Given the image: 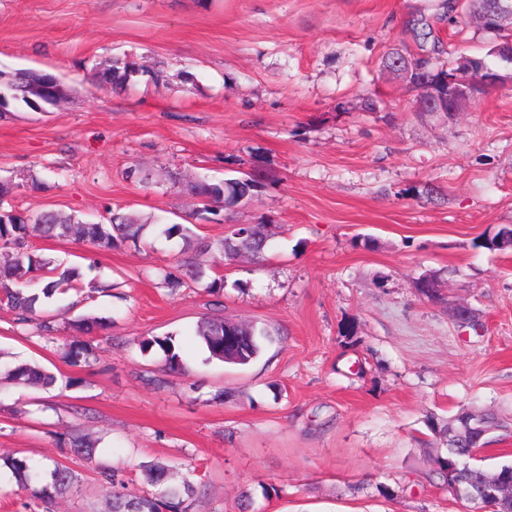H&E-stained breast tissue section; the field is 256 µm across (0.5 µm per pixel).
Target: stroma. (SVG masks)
<instances>
[{
	"label": "stroma",
	"mask_w": 512,
	"mask_h": 512,
	"mask_svg": "<svg viewBox=\"0 0 512 512\" xmlns=\"http://www.w3.org/2000/svg\"><path fill=\"white\" fill-rule=\"evenodd\" d=\"M438 0H0V70L46 71L59 107L0 112V179L33 175L16 211L104 222L107 209L162 215L199 238L262 224L273 246L224 264L215 253L153 236L99 252L33 236V250L92 265L117 284L55 312L58 344L0 309V351L57 377L48 391L0 384V456L58 461L80 484L52 503L42 482L18 490L0 472V512H109L98 463L145 489L144 464L164 460L171 483L192 480L193 512H466L432 461L428 418L489 409L512 423V250L486 243L512 225V64L493 33L434 25L448 63L485 59L498 84L453 115L417 108L419 94L383 69L387 52H416L413 28ZM127 56L141 72L123 89L94 70ZM375 111H366V99ZM268 176L253 198L194 212L200 174ZM202 263L224 288L176 293L153 268ZM443 301L418 294L423 274ZM471 307L479 330L449 306ZM104 327L69 329L70 319ZM205 318L268 330L247 365L208 360L191 334ZM172 336L185 369L163 368L142 337ZM88 346L89 362L63 359ZM98 439L71 454L72 431ZM275 493L264 496L265 488Z\"/></svg>",
	"instance_id": "1"
}]
</instances>
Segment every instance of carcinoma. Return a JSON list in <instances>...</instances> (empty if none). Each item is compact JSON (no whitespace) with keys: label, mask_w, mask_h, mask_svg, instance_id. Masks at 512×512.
I'll return each mask as SVG.
<instances>
[{"label":"carcinoma","mask_w":512,"mask_h":512,"mask_svg":"<svg viewBox=\"0 0 512 512\" xmlns=\"http://www.w3.org/2000/svg\"><path fill=\"white\" fill-rule=\"evenodd\" d=\"M418 67V85L434 84L443 76H453L455 68H446L442 63L433 61L431 56L412 54ZM141 71L136 64L117 60L104 68L101 77L111 84L122 86ZM31 70H19L7 76L0 72V92L4 94V105L14 102L34 106L40 102L38 92L31 83ZM263 181L260 173L254 172L247 179L224 178L215 183V194L210 200L230 207L242 198L253 195L258 184ZM151 227H158L172 236L182 239L188 247L205 251L214 250L230 263L239 255L242 240L230 235L214 241H200L194 238V232L184 224H164L155 216L143 218L133 213L112 212L107 222L87 224L74 215L63 216L53 211L37 214H20L13 217V223H0V306H5L17 313V321L27 324L33 315L43 311L46 301L73 291L86 299L96 294L109 292L114 285L108 280L97 277L87 278L80 265H65L55 258L37 254L28 245L29 229L40 232L41 236L53 242L88 243L97 248L112 250L128 243L135 245L149 244L146 232ZM271 235L265 231V225H254V237L247 251L253 256L259 255L267 248ZM154 275L162 287L175 291L187 282L199 283L206 277V271L197 262L184 261L174 267L162 266L154 269ZM236 335L238 364L246 365L255 360L263 349V341L269 332L254 325L241 327H224L220 319L205 318L196 325L195 335L208 352L211 360L224 361V336L227 330ZM140 349L149 352L157 347L164 352L165 368L172 372L184 369L181 355L174 351L172 337H145L139 342ZM5 379L49 389L56 383V377L37 363H22L6 370ZM97 440L86 435L71 439V452L82 458L94 457ZM3 465L14 476L18 487L27 488L29 483L41 477L45 472L50 482L43 489V497L51 500L67 494L78 483V477L68 466L54 461L37 468L26 458L8 457ZM101 479L113 488L110 512H192L196 500L195 484L185 479L179 485L168 483L170 468L164 462H154L143 466L149 489L139 494L126 491L125 482L119 477L118 470L107 464L98 465Z\"/></svg>","instance_id":"cac0c4a2"}]
</instances>
